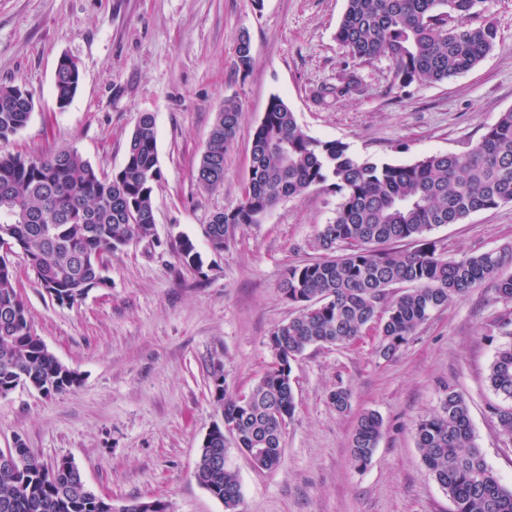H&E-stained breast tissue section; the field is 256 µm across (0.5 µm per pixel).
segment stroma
I'll return each mask as SVG.
<instances>
[{
	"label": "stroma",
	"mask_w": 512,
	"mask_h": 512,
	"mask_svg": "<svg viewBox=\"0 0 512 512\" xmlns=\"http://www.w3.org/2000/svg\"><path fill=\"white\" fill-rule=\"evenodd\" d=\"M346 0H0V85L28 90V124L0 140V155L43 157L76 149L105 173L118 171L140 113L156 117L161 178L154 186L155 236L113 254L109 285L78 305L57 304L22 253L10 257L33 331L79 384L47 397L18 386L0 395V449L23 440L46 464L66 457L91 489L121 506L161 500L168 512H224L194 478L198 450L221 420L210 392L220 372L246 392L274 355L271 332L297 312L279 285L291 266L321 257L318 235L335 215V193L314 188L278 202L212 251L203 224L242 198L253 133L280 97L311 136L348 145L360 159L409 164L478 144L512 110V0H483L472 24L493 22L495 49L473 70L440 83L393 82L381 59L357 66L358 91L320 97L348 59L336 39ZM248 34L253 63L237 66ZM81 85L56 101L60 57ZM241 106L224 183L200 187L195 170L225 99ZM190 237L202 270L177 251ZM436 253L456 259L512 244V203L434 229ZM512 301L490 285L435 311L391 359L376 330L345 346H313L292 364L297 402L279 467L256 468L237 448L229 461L242 485L241 512H453L425 467L415 425L441 406L445 388L466 399L475 443L512 487V445L488 411V380ZM351 393L340 413L328 395ZM379 414L384 432L371 461L350 460L358 415Z\"/></svg>",
	"instance_id": "35a3bbf8"
}]
</instances>
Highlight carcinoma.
Instances as JSON below:
<instances>
[{
    "mask_svg": "<svg viewBox=\"0 0 512 512\" xmlns=\"http://www.w3.org/2000/svg\"><path fill=\"white\" fill-rule=\"evenodd\" d=\"M480 0H346L336 31L351 63L386 58L394 81L439 83L478 65L498 40L497 27L468 23ZM238 66L252 64L247 36L238 38ZM80 84L77 63L61 57L55 73L59 106H66ZM32 95L18 86L0 87V139L28 123ZM241 107L224 100L200 154L196 179L202 188L224 183L226 152L235 138ZM161 178L156 118L140 114L128 139L122 168L107 175L77 151L25 158L0 156V240L20 250L51 298L81 302L106 288L112 253L155 235L154 185ZM320 187L339 196L335 216L323 225L324 256L288 269L282 296L298 314L268 338L274 361L249 390V403L229 395L224 376L212 374L214 402L224 423L234 427L236 448L253 456L259 469L282 461V424L295 415L291 362L312 346L351 343L378 325V354L392 358L430 315L484 283L512 301V245L466 253L448 260L425 241L436 227L462 224L471 215L512 203V110L490 126L464 153H436L410 164L360 160L339 141L310 136L278 96L270 99L251 145L243 197L203 226L210 247L220 252L242 226L260 223L277 202ZM415 241L420 247L399 253L390 245ZM341 254H336V250ZM178 254L202 267L194 242L180 240ZM409 288L395 296L390 291ZM489 381L502 403L491 407L501 435L512 443V319L502 323ZM80 382L31 327L28 310L13 286L8 256L0 254V395L20 385L45 396ZM383 433V420L364 412L350 438L351 462L370 461ZM417 448L453 512H512V489L502 485L474 443L469 407L450 390L433 415L415 426ZM224 430L202 442L195 466L198 484L238 512L242 488L228 465L212 462L225 453ZM14 448L0 450V512H113L112 503L94 493L72 460L47 466L28 455L24 468L5 465ZM123 512H167L161 500L131 501Z\"/></svg>",
    "mask_w": 512,
    "mask_h": 512,
    "instance_id": "1",
    "label": "carcinoma"
}]
</instances>
